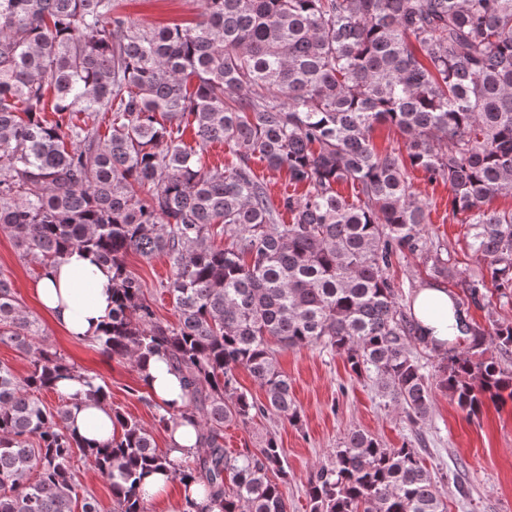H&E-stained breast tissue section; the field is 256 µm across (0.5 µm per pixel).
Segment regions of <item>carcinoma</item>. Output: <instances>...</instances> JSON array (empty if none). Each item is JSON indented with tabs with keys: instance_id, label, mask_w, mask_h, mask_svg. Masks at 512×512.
Masks as SVG:
<instances>
[{
	"instance_id": "cac0c4a2",
	"label": "carcinoma",
	"mask_w": 512,
	"mask_h": 512,
	"mask_svg": "<svg viewBox=\"0 0 512 512\" xmlns=\"http://www.w3.org/2000/svg\"><path fill=\"white\" fill-rule=\"evenodd\" d=\"M203 3L196 23L155 27L113 0H0V228L44 269L73 248L112 269V323L98 347L132 361L144 386V360L161 356L186 403L158 409V425H193L202 448L174 461L116 408L108 441L77 437L68 402L51 409L41 395L77 377L84 398L110 406L108 387L40 339L0 272V343L30 364L19 376L0 363V512H104L79 484L81 462L109 482L112 512H147L141 482L164 470L207 501L188 498L185 512H288L276 436L256 453L224 450L226 424L300 421L279 348L340 355L412 425L437 390L470 417L487 399L512 402V322L459 317L466 344L442 351L418 335L390 276L419 254L462 290L458 306L512 304V209L485 208L512 195V0ZM379 124L405 151L375 149ZM212 143L232 159L207 166ZM258 164L305 193L274 205ZM411 169L448 186V220L468 225L484 270H457L426 234ZM131 253L168 256L177 325L156 316L127 270ZM240 368L265 401L238 390ZM306 495L310 512H448L418 449L361 429L316 468Z\"/></svg>"
}]
</instances>
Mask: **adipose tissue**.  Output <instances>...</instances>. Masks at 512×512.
<instances>
[{
	"instance_id": "ef3b65f1",
	"label": "adipose tissue",
	"mask_w": 512,
	"mask_h": 512,
	"mask_svg": "<svg viewBox=\"0 0 512 512\" xmlns=\"http://www.w3.org/2000/svg\"><path fill=\"white\" fill-rule=\"evenodd\" d=\"M41 308L65 333L79 340L101 338L112 314V272L96 263L92 254L74 248L55 265L43 271L35 286ZM410 309L423 336L438 345L455 340L459 331L454 301L447 289L433 284L419 288ZM149 389L161 407H179L184 402L177 378L157 357L146 363ZM81 384L65 379L58 392L70 400V426L79 436L104 442L112 436V412L103 404L80 399Z\"/></svg>"
}]
</instances>
